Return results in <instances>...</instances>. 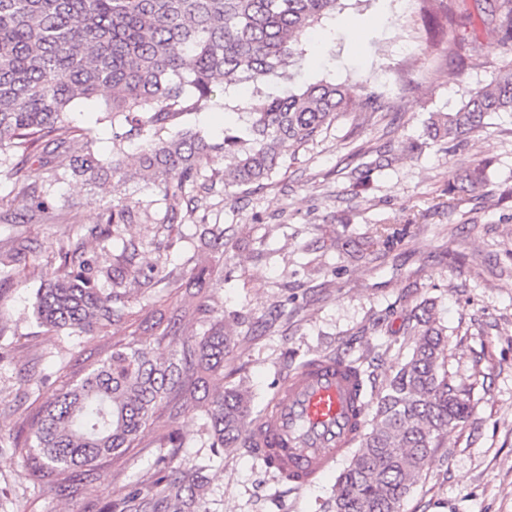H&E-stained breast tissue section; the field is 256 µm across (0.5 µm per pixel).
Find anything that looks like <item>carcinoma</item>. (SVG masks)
I'll use <instances>...</instances> for the list:
<instances>
[{"label":"carcinoma","instance_id":"obj_1","mask_svg":"<svg viewBox=\"0 0 512 512\" xmlns=\"http://www.w3.org/2000/svg\"><path fill=\"white\" fill-rule=\"evenodd\" d=\"M338 0H0V152L22 199L48 206L26 168L39 153L50 171L68 158L72 175L95 187L106 177L142 181L168 205L161 225L176 223L182 202L199 209L203 195L224 189L253 190L269 180L288 153L305 147L348 111L354 96L330 82L295 85L304 35L336 10ZM491 23L512 42V0H494ZM104 98L112 128V160L97 156L93 140L70 125L78 103ZM211 105L245 115L242 126L224 127L220 142L205 136L189 116ZM512 111V67L470 94L455 112L430 117L434 140L453 149L496 112ZM224 153L220 179L204 174V161ZM486 167L453 171L448 207L484 183ZM142 202L112 201L102 222L88 230L102 241L135 224ZM203 251L188 263L181 306L161 299L140 315L121 293L154 288L167 279L158 264H137L139 243L129 239L117 266L105 268L84 249L80 229L60 248V269L43 280L35 316L50 331L92 336L116 322L135 325V339L112 344L105 357L34 407L27 435L0 433L27 464V476L52 489L77 481L101 463L138 446L141 434L160 432L166 448L185 437L172 427L178 411L209 401L212 446L233 451L262 416L252 395L224 382V359L233 339L221 321L198 340L165 357L155 347L176 337L187 316L207 309L216 273L202 258L224 254L219 224L197 225ZM25 248L0 255V281L20 274ZM111 285L101 287L102 282ZM414 346L378 389L374 374L358 364L369 413L348 450L350 462L336 478L328 512H401L418 485L434 448L469 417L468 390L443 370L448 339L433 307L408 316ZM207 484L199 466L174 470L166 457L155 464L151 487L124 484L110 494L108 512H200Z\"/></svg>","mask_w":512,"mask_h":512}]
</instances>
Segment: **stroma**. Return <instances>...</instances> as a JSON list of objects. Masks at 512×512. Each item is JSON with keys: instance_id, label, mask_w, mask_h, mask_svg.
<instances>
[{"instance_id": "35a3bbf8", "label": "stroma", "mask_w": 512, "mask_h": 512, "mask_svg": "<svg viewBox=\"0 0 512 512\" xmlns=\"http://www.w3.org/2000/svg\"><path fill=\"white\" fill-rule=\"evenodd\" d=\"M446 38L470 57L461 67L434 54L421 16L410 0H339L330 22L335 40L316 31L304 42L305 77L365 86L389 112L363 121L358 111L340 117L307 148L286 157L267 186L215 193L207 221L234 230L236 244L219 261L224 282L214 288L206 315L183 320L178 342L198 339L216 319L234 336L224 362L226 384L248 389L265 407L282 379L315 355L340 351L391 375L409 354L407 314L422 301L435 307L448 334L445 367L470 389L472 413L441 441L422 481L402 512H512V112L493 114L486 127L454 150L429 142L432 113L457 111L471 90L494 82L512 55L499 45L490 0H460ZM366 33L354 42L352 29ZM102 101L79 104L73 126L90 130L100 158L112 155V131ZM418 151L405 152L410 142ZM486 167L483 187L448 209L450 170ZM28 167L47 195L36 209L10 200L13 182L0 167V197L9 223L0 222V253L16 238L29 246L20 278L0 285V428L29 419L35 398H48L67 375L126 338L119 323L93 340L58 336L38 326L35 294L60 265V241L73 224H99L113 198L133 194L148 204L151 220L128 226L144 244L142 264L160 262L181 272L193 246L192 221L156 234L166 206L144 183L112 179L88 189L72 177L51 181L39 156ZM418 217L419 224L406 221ZM395 231L383 246V228ZM206 407L183 409L174 426L183 447L160 448L146 431L137 448L110 461L77 485L42 492L26 480L23 460L0 447V512H102L110 491L147 487L158 457L171 467L206 466L203 512H323L336 482L328 474L297 489L272 478L258 456L210 449Z\"/></svg>"}]
</instances>
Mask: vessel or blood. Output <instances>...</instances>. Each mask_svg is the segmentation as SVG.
Here are the masks:
<instances>
[{
    "instance_id": "1",
    "label": "vessel or blood",
    "mask_w": 512,
    "mask_h": 512,
    "mask_svg": "<svg viewBox=\"0 0 512 512\" xmlns=\"http://www.w3.org/2000/svg\"><path fill=\"white\" fill-rule=\"evenodd\" d=\"M364 408L358 381L344 365L321 358L291 373L272 403V415L248 429L267 468L287 472L295 488L313 484L336 463L359 431Z\"/></svg>"
}]
</instances>
